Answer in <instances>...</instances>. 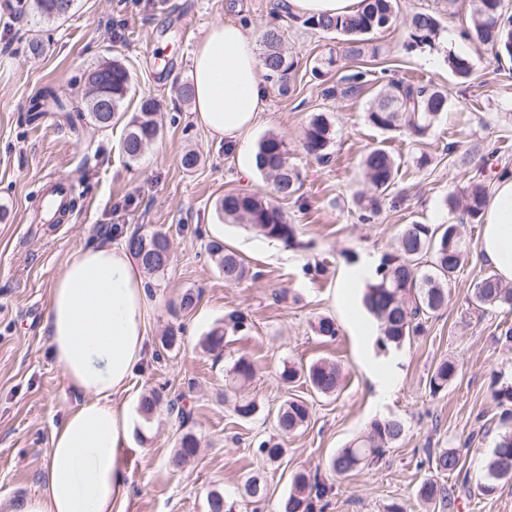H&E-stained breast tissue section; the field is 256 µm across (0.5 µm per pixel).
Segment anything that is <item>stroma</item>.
<instances>
[{
  "mask_svg": "<svg viewBox=\"0 0 512 512\" xmlns=\"http://www.w3.org/2000/svg\"><path fill=\"white\" fill-rule=\"evenodd\" d=\"M473 5L398 0L396 23L368 34L371 53L352 60L344 58L339 35L311 28L275 0H79L73 15L56 24L36 22L17 0H0V38L10 43L0 51V507L40 490L51 430L81 400L55 367L42 329L54 280L78 249L158 226L168 231L174 252L165 273L151 280L145 356L125 398L132 428L124 512H208V495L216 489L236 500V512H279L295 472L325 468L339 448L386 418L404 422L403 437L380 463L333 478L325 512H384L394 501L406 512H421L416 489L430 472L419 462L430 447L458 450L470 479L480 477L503 430L494 382L512 380V350L496 339L500 323L512 324V310L477 309L468 302L470 284L490 271L476 253L481 224L465 227L470 251L448 285L447 306L400 348L380 351L376 336L351 322L350 311L362 310L363 303L348 280L359 268H377L404 225L458 222L459 213L446 199L465 186V172L482 171L492 184L503 167L512 168V63H497L463 38ZM417 12L440 22L434 50L407 46L404 21ZM227 19L255 41L269 23L279 24L282 48L298 63L288 94L266 83V112L232 147L212 138L192 102L179 94L191 80L193 50L211 26ZM34 34L45 45L36 57L27 51ZM452 53L474 60L468 82L459 83L449 69ZM108 58L121 60L131 72L128 112L148 96L162 118L161 136L134 162L121 150L122 125L101 129L84 123L73 129L53 114L35 122L27 118L29 101L42 88L81 100L85 74ZM329 58L335 61L330 73L315 76L314 67ZM357 69L371 71L377 89L402 78L439 86L452 106L424 142L380 131L365 118L368 95L324 94ZM317 113L333 125L326 164L301 147L303 131ZM268 131L287 140L290 162L302 179L297 195L279 203L296 226L291 247L244 225L221 223L216 212L218 199L231 191L271 196L259 172H240L242 158ZM451 143L459 153H447ZM471 143L485 146L484 160L463 158L462 148ZM379 145L395 155L400 170L380 212L365 221L355 203L369 190L361 159ZM189 150L199 163L188 170L181 158ZM423 153L430 162L420 168L416 159ZM50 177L76 184L80 195L61 224L34 219V199ZM217 236L244 258L253 278L225 283L207 252ZM314 260L326 268L315 279L303 273ZM189 288L201 294L195 312L175 314L174 304ZM232 310L247 316L249 329L227 337L221 354L204 352L202 338ZM323 317L335 320V339L317 335ZM171 328L179 329L181 340L166 349L161 339ZM242 354L258 368L245 393L259 411L246 421L223 401L224 375ZM322 359L343 369L335 395L285 385L277 377L285 364L305 367ZM444 359L456 362L457 376L434 395L429 378ZM153 390L163 403L147 420L140 400ZM177 396L192 411L184 423L166 406ZM290 399L307 402L310 418L285 438L284 456L267 462L253 444L275 435L274 415ZM187 431L201 448L179 467L173 455ZM259 470L268 482L266 500H240L243 480ZM446 483L453 492L444 512H512V482L490 499L469 494L459 477H447Z\"/></svg>",
  "mask_w": 512,
  "mask_h": 512,
  "instance_id": "stroma-1",
  "label": "stroma"
}]
</instances>
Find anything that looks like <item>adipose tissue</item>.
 Wrapping results in <instances>:
<instances>
[{"mask_svg": "<svg viewBox=\"0 0 512 512\" xmlns=\"http://www.w3.org/2000/svg\"><path fill=\"white\" fill-rule=\"evenodd\" d=\"M288 13L352 16L363 0H283ZM262 69L247 31L212 26L192 55L193 102L214 137L241 140L266 111ZM478 256L512 282V177L497 180L485 211ZM150 299L143 270L126 245L79 250L50 291L45 330L63 379L83 394L54 428L40 492L8 512H123L129 495L123 451L130 417L122 401L146 342Z\"/></svg>", "mask_w": 512, "mask_h": 512, "instance_id": "ef3b65f1", "label": "adipose tissue"}]
</instances>
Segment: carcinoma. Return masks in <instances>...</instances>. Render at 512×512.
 <instances>
[{
    "label": "carcinoma",
    "mask_w": 512,
    "mask_h": 512,
    "mask_svg": "<svg viewBox=\"0 0 512 512\" xmlns=\"http://www.w3.org/2000/svg\"><path fill=\"white\" fill-rule=\"evenodd\" d=\"M78 0H32L33 15L47 22L62 20L72 12ZM361 13L356 16H322L309 18L310 27L325 33L346 37V53L351 58L362 54L364 35L386 28L397 20V0H364ZM439 21L429 13H416L408 20L410 45L430 48L436 45ZM468 40L489 49L496 58L512 59V14L505 9L503 0H477L472 15V25L465 31ZM281 30L276 26L266 28L260 35L259 59L265 79L278 85L286 94L295 73V62L282 50ZM448 67L459 80H467L474 62L468 57L448 54ZM87 78L95 79L82 99V104L63 102L52 88L39 91L31 101L32 111L39 115L62 112L69 122L78 118L99 128H109L126 112L125 103L132 87L129 69L118 59L105 61L88 71ZM371 82L369 71L356 70L341 78V84L325 90L327 95L357 98ZM103 98L112 101V111L98 110ZM448 93L429 85L404 80H392L382 87L369 101L366 119L370 125L382 131L403 130L416 141L428 138L440 116L449 110ZM157 104L149 98L140 100L138 112L126 123L122 151L131 161L140 158L144 150L160 135L156 120ZM332 140L331 122L322 113L314 115L303 132L302 148L320 163L330 159ZM290 148L282 136L274 132L262 135L255 146L256 169L268 180L275 194L287 200L300 188V174L288 163ZM366 178L375 195L367 200H357L372 211L380 204L395 183L399 170L393 154L383 147H375L362 158ZM489 188L481 181L472 180L463 191L462 198L451 196L449 209L463 207L473 223L479 222L486 210ZM224 220L250 225L260 235L290 246L296 238V227L280 208L272 205L258 193L229 192L216 205ZM128 249L134 254L143 270L150 274L160 273L169 265L172 241L162 230L150 233L134 232L126 238ZM216 268L224 276V282L234 284L250 275V267L224 242L214 239L208 244ZM465 261L459 225L448 224L431 227L428 224H406L395 239L394 251L385 255L376 269L374 282L368 284L363 304L379 322L383 347L404 343L422 328V317L434 313L448 304V282L457 278ZM200 299V293L188 289L179 300V311L191 314ZM470 303L478 308L486 306L512 307V284L505 285L495 273L476 282L469 295ZM247 317L232 310L224 315V328L211 330L202 340L209 352H221L224 335L231 331L248 329ZM256 374L255 361L245 355L238 357L226 371L229 388L238 392L251 382ZM457 374L452 360H442L429 379L430 391L438 394L448 387ZM281 382L292 384L304 379L312 390L324 396L335 394L341 385V366L319 360L305 370L285 365L278 373ZM498 405L504 408L502 421L512 419V384L494 393ZM234 413L242 420H249L257 413L256 401L248 397L235 400ZM310 409L302 400L287 401L276 414L278 437L262 440L257 451L261 456L277 461L284 452L281 439L297 431L308 421ZM405 432L403 421L387 419L372 422L366 430L337 451L328 461L330 474L348 475L360 468L377 463L384 458L387 448L399 441ZM198 450L194 434L186 432L178 441L173 462L179 466L193 458ZM429 468L441 475H457L461 471L459 454L448 448L427 449ZM512 482V430L499 435L484 466L483 482L477 485L478 495L490 498L500 486ZM244 496L257 503L266 495V484L256 476L248 477L243 484ZM331 487L327 476L320 472L310 475L304 472L292 478V488L281 503V512H316L327 506ZM417 497L430 505L448 504V487L433 478L422 480L416 491ZM209 512H233L234 503L224 493L212 491L208 496Z\"/></svg>",
    "instance_id": "carcinoma-1"
}]
</instances>
